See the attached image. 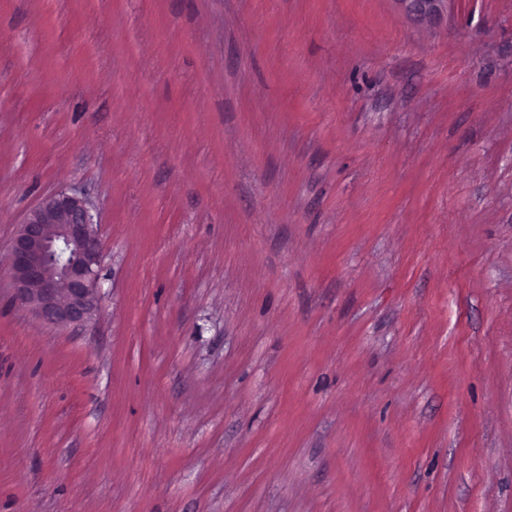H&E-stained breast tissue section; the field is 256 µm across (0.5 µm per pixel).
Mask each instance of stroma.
I'll list each match as a JSON object with an SVG mask.
<instances>
[{"instance_id": "1", "label": "stroma", "mask_w": 512, "mask_h": 512, "mask_svg": "<svg viewBox=\"0 0 512 512\" xmlns=\"http://www.w3.org/2000/svg\"><path fill=\"white\" fill-rule=\"evenodd\" d=\"M0 512H512V0H0ZM91 203L50 194L29 211L8 252L15 302L48 324L90 319L97 309L101 244Z\"/></svg>"}]
</instances>
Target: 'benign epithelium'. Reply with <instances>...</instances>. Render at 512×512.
<instances>
[{"label":"benign epithelium","mask_w":512,"mask_h":512,"mask_svg":"<svg viewBox=\"0 0 512 512\" xmlns=\"http://www.w3.org/2000/svg\"><path fill=\"white\" fill-rule=\"evenodd\" d=\"M430 19L446 0H405ZM15 302L43 321L66 326L97 309L101 244L93 207L77 193L50 194L29 211L8 252Z\"/></svg>","instance_id":"7a95c632"}]
</instances>
